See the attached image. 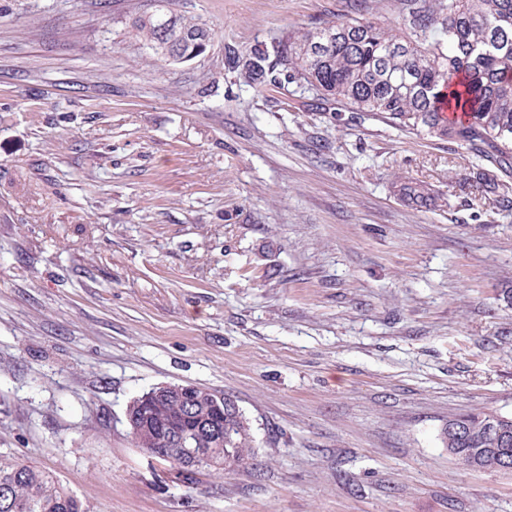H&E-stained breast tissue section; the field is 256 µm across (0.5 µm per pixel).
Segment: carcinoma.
I'll return each mask as SVG.
<instances>
[{"label": "carcinoma", "instance_id": "cac0c4a2", "mask_svg": "<svg viewBox=\"0 0 512 512\" xmlns=\"http://www.w3.org/2000/svg\"><path fill=\"white\" fill-rule=\"evenodd\" d=\"M152 13L135 16L130 34L157 60L189 62L210 46L212 32L201 18L187 17L158 0ZM405 35L397 36L361 13L350 22L317 23L283 31L254 45L244 57L225 53V68L250 86L279 94H310L323 104L352 112L382 114L401 129L454 140L500 166L512 163V0H394ZM459 113L445 121L443 111ZM411 206L436 200L431 189L404 184ZM129 434L147 452L164 449L160 460L184 467L173 440L190 428L217 427L199 435L197 447L224 456V471L255 454L249 419L212 393L193 397L179 385L157 400L144 394L128 407ZM483 410L456 415L467 422L465 440L441 433L442 447L456 459L476 448L494 447ZM0 512H89L84 503L39 466L0 456Z\"/></svg>", "mask_w": 512, "mask_h": 512}]
</instances>
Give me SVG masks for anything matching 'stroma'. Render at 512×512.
Instances as JSON below:
<instances>
[{"instance_id": "obj_1", "label": "stroma", "mask_w": 512, "mask_h": 512, "mask_svg": "<svg viewBox=\"0 0 512 512\" xmlns=\"http://www.w3.org/2000/svg\"><path fill=\"white\" fill-rule=\"evenodd\" d=\"M153 6L0 0V454L90 512H512L439 440L512 416V207L475 182L512 169L225 69L350 0H172L213 39L170 65L130 38ZM164 384L234 399L250 463L136 448ZM399 192L403 200L411 206H430L436 200V196L431 189L417 184L401 185Z\"/></svg>"}]
</instances>
